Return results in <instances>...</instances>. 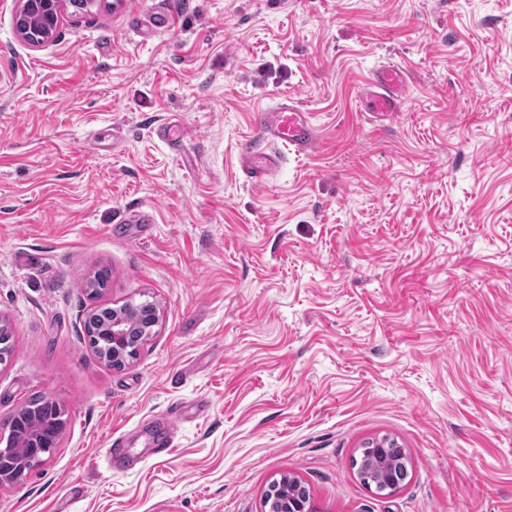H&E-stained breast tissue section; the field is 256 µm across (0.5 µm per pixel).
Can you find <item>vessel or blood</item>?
<instances>
[{
	"label": "vessel or blood",
	"mask_w": 512,
	"mask_h": 512,
	"mask_svg": "<svg viewBox=\"0 0 512 512\" xmlns=\"http://www.w3.org/2000/svg\"><path fill=\"white\" fill-rule=\"evenodd\" d=\"M409 90L408 70L398 64H384L374 69L360 92L364 112L385 120L399 112ZM256 135L242 149L240 169L246 182L264 186L271 182L285 153L309 155L317 135L313 116L291 97L274 106L258 110L252 118ZM181 407L156 419L146 430V445L152 455L165 456L172 445L173 418L182 417Z\"/></svg>",
	"instance_id": "obj_1"
}]
</instances>
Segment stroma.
Instances as JSON below:
<instances>
[{
	"label": "stroma",
	"instance_id": "stroma-1",
	"mask_svg": "<svg viewBox=\"0 0 512 512\" xmlns=\"http://www.w3.org/2000/svg\"><path fill=\"white\" fill-rule=\"evenodd\" d=\"M18 7L0 0V422L38 391L67 423L0 512H265L284 476L312 512H512V0H94L39 45ZM389 61L412 82L378 121L359 91ZM285 96L316 146L251 186L252 116ZM145 300L152 337L110 368L86 314ZM199 398L169 455L109 466L111 435L144 449ZM383 437L409 476L379 497L352 461ZM183 418V411L180 405H176L166 414L156 419L145 431L146 446L151 448L150 454L155 456H166L170 453L172 446V419Z\"/></svg>",
	"mask_w": 512,
	"mask_h": 512
}]
</instances>
